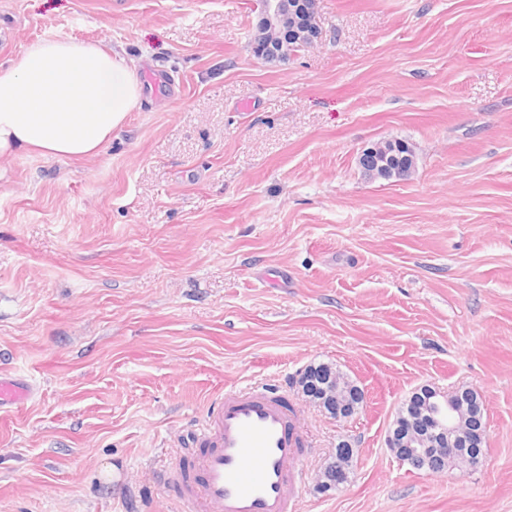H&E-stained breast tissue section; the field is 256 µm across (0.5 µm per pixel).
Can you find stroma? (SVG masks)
<instances>
[{
  "label": "stroma",
  "mask_w": 512,
  "mask_h": 512,
  "mask_svg": "<svg viewBox=\"0 0 512 512\" xmlns=\"http://www.w3.org/2000/svg\"><path fill=\"white\" fill-rule=\"evenodd\" d=\"M317 8L316 44L266 62L255 0H0V73L52 37L170 76L94 157L0 158V368L38 386L0 410V512H191L160 471L254 384L304 426L299 512H512V0ZM387 139L404 180L358 167ZM318 363L357 415L298 392ZM424 386L482 400L477 468L387 448ZM320 374L329 375L333 374L334 371H337V383L339 385V392L342 397H351V402H356V397L354 396L355 388H353V384H355L352 380L346 377L342 372H340L337 368L332 367L328 364H319ZM324 397L329 399H336V380L329 375L328 377H324L322 381ZM314 403V402H313ZM316 407H318L322 412L328 414L330 417L336 420H346L351 418L360 408L359 405H352L346 402H340V398L336 399V405L330 404L327 408L328 411L322 406L321 403H314Z\"/></svg>",
  "instance_id": "obj_1"
}]
</instances>
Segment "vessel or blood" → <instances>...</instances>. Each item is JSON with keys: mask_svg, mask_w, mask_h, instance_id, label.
Masks as SVG:
<instances>
[{"mask_svg": "<svg viewBox=\"0 0 512 512\" xmlns=\"http://www.w3.org/2000/svg\"><path fill=\"white\" fill-rule=\"evenodd\" d=\"M35 393L32 380L0 371V409L20 407ZM194 443L163 480L197 512H299L290 489L298 478L303 427L284 394L266 387L225 391Z\"/></svg>", "mask_w": 512, "mask_h": 512, "instance_id": "b4317fda", "label": "vessel or blood"}]
</instances>
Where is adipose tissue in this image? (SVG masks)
I'll return each mask as SVG.
<instances>
[{"label": "adipose tissue", "instance_id": "adipose-tissue-1", "mask_svg": "<svg viewBox=\"0 0 512 512\" xmlns=\"http://www.w3.org/2000/svg\"><path fill=\"white\" fill-rule=\"evenodd\" d=\"M142 96L135 71L100 44L31 42L0 74V157H92Z\"/></svg>", "mask_w": 512, "mask_h": 512}]
</instances>
